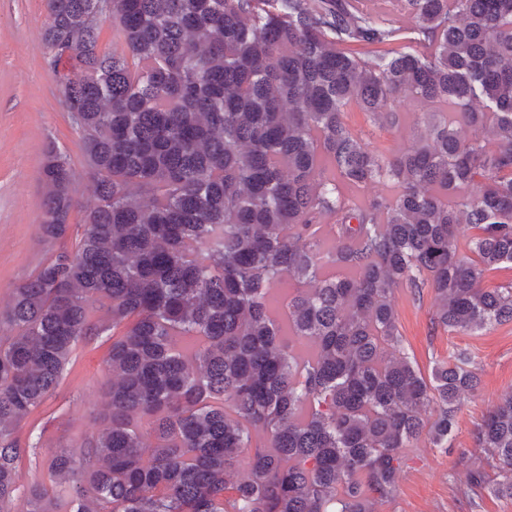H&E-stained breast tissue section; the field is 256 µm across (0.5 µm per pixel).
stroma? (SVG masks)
<instances>
[{
    "label": "stroma",
    "instance_id": "obj_1",
    "mask_svg": "<svg viewBox=\"0 0 512 512\" xmlns=\"http://www.w3.org/2000/svg\"><path fill=\"white\" fill-rule=\"evenodd\" d=\"M46 19L44 0H0L1 302L54 250L39 229L44 201L40 168L47 139H55L69 157L82 204L93 193L81 135L68 119L57 77L45 61ZM426 109L418 101L402 103L399 125L389 128L375 124L369 113L352 104L346 108L345 120L355 134L378 148L400 151L418 138L420 115ZM395 296L404 346L420 369L429 371L435 361L468 350L476 360L481 390L464 399L451 448L410 452L398 474L394 501L379 506L378 512H512V497L466 485L473 467L470 454L476 426L500 394L512 391V323L455 335L433 329L432 294H424L418 302L401 288ZM111 345L108 333L77 343L56 393L19 429L21 443L34 448L19 463L26 479L50 483L47 462L58 443L89 438L100 429L97 410Z\"/></svg>",
    "mask_w": 512,
    "mask_h": 512
}]
</instances>
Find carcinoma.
Masks as SVG:
<instances>
[{
    "label": "carcinoma",
    "mask_w": 512,
    "mask_h": 512,
    "mask_svg": "<svg viewBox=\"0 0 512 512\" xmlns=\"http://www.w3.org/2000/svg\"><path fill=\"white\" fill-rule=\"evenodd\" d=\"M359 2L46 0L95 202L69 224L48 142L42 235L73 242L0 309V512H377L408 449L450 447L473 359L423 373L394 292L430 289L450 334L512 322V282L484 285L512 265V0H403L411 37ZM401 96L455 112L390 154L344 121L395 127ZM377 181L397 196L348 194ZM109 328L101 430L58 446L50 493L17 429ZM474 438L469 485L512 496V392Z\"/></svg>",
    "instance_id": "obj_1"
}]
</instances>
